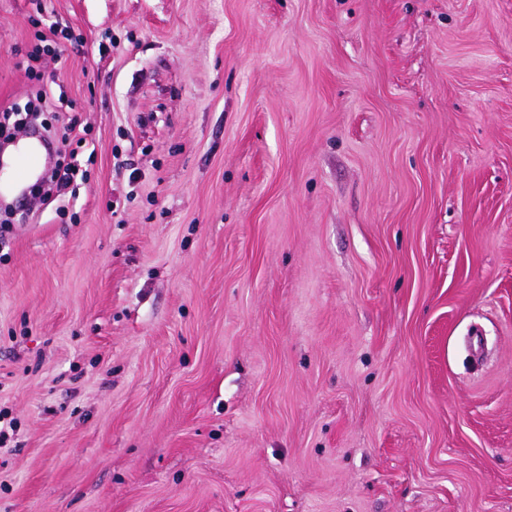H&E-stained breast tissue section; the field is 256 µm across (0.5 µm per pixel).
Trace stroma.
<instances>
[{
    "label": "stroma",
    "instance_id": "stroma-1",
    "mask_svg": "<svg viewBox=\"0 0 512 512\" xmlns=\"http://www.w3.org/2000/svg\"><path fill=\"white\" fill-rule=\"evenodd\" d=\"M42 87L0 512H512V0H0ZM49 36L47 34H40L39 41L44 43V45H37L32 53L29 55L27 61L22 62V66H25V72L29 73L32 71L33 65L32 62H36L40 55L43 53H52L56 54L57 50H59V43L53 38L56 36V30L52 25L49 26ZM26 62V64H25ZM78 174L79 169H76L69 164L63 167L57 166L54 168L50 176L53 194L56 197H64L76 180Z\"/></svg>",
    "mask_w": 512,
    "mask_h": 512
}]
</instances>
